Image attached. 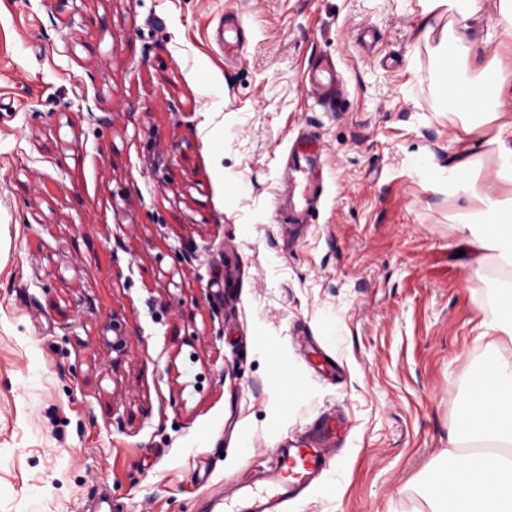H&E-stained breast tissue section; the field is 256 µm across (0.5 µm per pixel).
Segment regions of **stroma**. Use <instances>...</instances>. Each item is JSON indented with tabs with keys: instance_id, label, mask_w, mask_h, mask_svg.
Segmentation results:
<instances>
[{
	"instance_id": "35a3bbf8",
	"label": "stroma",
	"mask_w": 512,
	"mask_h": 512,
	"mask_svg": "<svg viewBox=\"0 0 512 512\" xmlns=\"http://www.w3.org/2000/svg\"><path fill=\"white\" fill-rule=\"evenodd\" d=\"M420 10L0 0V512H206L329 408L346 445L287 512H428L508 274L451 217L449 160L494 161ZM302 131L323 194L291 224ZM293 180L294 178H292L291 180L287 179L281 185L278 193V203L279 206L282 207L288 201V212H291V217L292 220L294 221V224H301L302 221L300 220V215L304 210L312 206V199L303 196L299 200L298 204L294 205V208L292 209L289 205V198Z\"/></svg>"
}]
</instances>
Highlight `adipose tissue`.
Instances as JSON below:
<instances>
[{"instance_id":"adipose-tissue-1","label":"adipose tissue","mask_w":512,"mask_h":512,"mask_svg":"<svg viewBox=\"0 0 512 512\" xmlns=\"http://www.w3.org/2000/svg\"><path fill=\"white\" fill-rule=\"evenodd\" d=\"M422 36L440 30L443 72L464 77L467 85L489 86L483 99L462 91L441 96L448 112L477 111L479 125L496 134L497 167L489 183L478 181V159L459 154L448 170L459 227L473 247V263L487 259L512 270V65L479 63L474 32L482 22L481 0H421ZM493 357L475 375L468 400L460 407L448 439V464L423 485L430 512H512V281L495 298L489 323Z\"/></svg>"}]
</instances>
